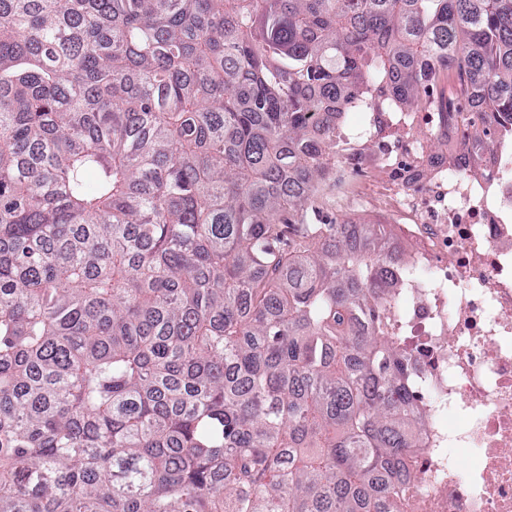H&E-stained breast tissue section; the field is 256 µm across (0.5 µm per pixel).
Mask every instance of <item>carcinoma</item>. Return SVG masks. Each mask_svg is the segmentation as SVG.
<instances>
[{"label": "carcinoma", "instance_id": "carcinoma-1", "mask_svg": "<svg viewBox=\"0 0 512 512\" xmlns=\"http://www.w3.org/2000/svg\"><path fill=\"white\" fill-rule=\"evenodd\" d=\"M443 75L512 120V0H0V512H397L385 228L293 217Z\"/></svg>", "mask_w": 512, "mask_h": 512}]
</instances>
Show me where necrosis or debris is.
<instances>
[{"label":"necrosis or debris","instance_id":"necrosis-or-debris-1","mask_svg":"<svg viewBox=\"0 0 512 512\" xmlns=\"http://www.w3.org/2000/svg\"><path fill=\"white\" fill-rule=\"evenodd\" d=\"M400 112L378 101L364 132L330 106L336 154L364 167L352 224H387L384 322L410 361L415 488L400 512H512V123L469 135L456 101Z\"/></svg>","mask_w":512,"mask_h":512}]
</instances>
